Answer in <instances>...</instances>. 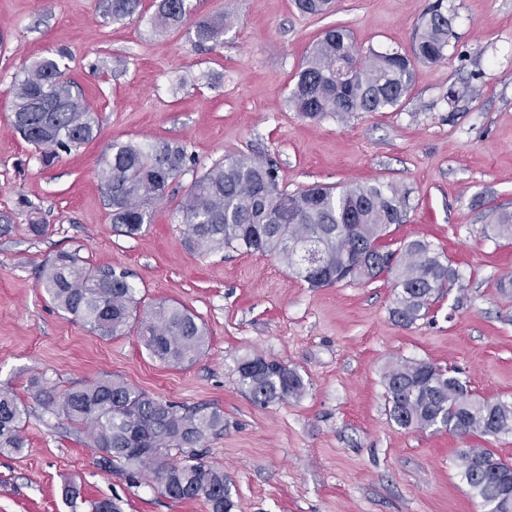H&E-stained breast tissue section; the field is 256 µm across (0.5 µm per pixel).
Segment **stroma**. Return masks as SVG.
<instances>
[{
	"instance_id": "35a3bbf8",
	"label": "stroma",
	"mask_w": 512,
	"mask_h": 512,
	"mask_svg": "<svg viewBox=\"0 0 512 512\" xmlns=\"http://www.w3.org/2000/svg\"><path fill=\"white\" fill-rule=\"evenodd\" d=\"M431 0H334L319 16L293 0H196L232 11L233 28L199 44L193 23L166 31L141 0L134 20L105 22L99 0H0V392L30 414L25 448L0 451V512H72L62 488L120 512H208L176 502L151 478L131 481L94 463L95 449L45 412L30 389L118 378L177 405L224 414L223 435L201 450L222 470L233 512H483L458 455L489 448L512 463V435L404 429L385 408L383 375L400 359L453 368L488 400L512 399V241L486 237L512 211V0H445L453 17L446 58L417 64L398 108L303 117L288 97L312 46L332 27L359 50L410 51ZM60 58L94 107L96 137L52 166L12 128V84L23 67ZM457 90L449 101V90ZM178 140L190 159L129 237L106 206L100 160L115 142ZM244 152L277 160L288 191L310 183L390 184L408 191L391 248L421 239L456 268L461 289L409 327L393 321L391 277L312 288L279 259L243 250L199 257L184 245L179 204L194 178ZM45 224L42 236L30 221ZM90 267L126 270L143 305L177 302L204 323L208 342L190 365L154 359L136 332H90L45 297L41 269L57 252ZM245 355L280 360L306 382L301 397L267 407L240 386Z\"/></svg>"
}]
</instances>
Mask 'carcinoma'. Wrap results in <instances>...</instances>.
Returning a JSON list of instances; mask_svg holds the SVG:
<instances>
[{"label": "carcinoma", "instance_id": "1", "mask_svg": "<svg viewBox=\"0 0 512 512\" xmlns=\"http://www.w3.org/2000/svg\"><path fill=\"white\" fill-rule=\"evenodd\" d=\"M140 0H103L107 22L134 18ZM332 0H296L304 14L320 15ZM193 0H160L154 25L178 27L194 20L199 42L217 41L230 30L233 13L195 16ZM450 19L443 0L425 13L411 54L360 53L343 28L326 30L306 58L288 101L295 111L318 121L325 116L380 112L402 104L415 64L445 59ZM343 61L347 79L336 77ZM12 125L42 150L41 162L52 165L60 153L92 140L96 113L81 90L53 58L24 68L12 86ZM190 159L179 141L113 143L104 153L102 178L112 224L127 236L151 223L153 206L185 171ZM409 194L391 185L313 184L296 192L283 189L277 165L249 154L226 156L197 176L186 191L179 214L186 226V246L201 257L221 249H245L283 258L311 288H322L351 274L348 265L365 259L371 279L390 275L396 295L393 320L405 327L426 318L434 302L459 281L449 259L423 240L398 249L385 244L390 228L406 220ZM355 213L351 222L346 212ZM495 238L512 239V212L500 213L490 225ZM45 293L58 311L80 321L102 338L125 335L132 326L150 355L161 363H193L207 343L205 326L177 302L141 306L127 273L84 266L69 252H59L41 271ZM242 388L261 406L301 396L306 383L287 364L259 355L237 362ZM386 410L401 428L448 430L462 436L512 434V400L475 396L453 370L418 360L398 361L384 373ZM35 399L49 413L82 426L95 464L130 478L153 476L174 501L203 499L209 512H232L234 502L224 472L206 465L197 452L210 438L224 433V414L207 405L187 407L150 397L120 379L106 378L72 387L59 396L45 382H31ZM27 406L9 392L0 393V449L24 448ZM184 453L169 463V452ZM494 458L512 476V463L489 448L460 452L461 476L485 512H498L501 485L474 472L470 456Z\"/></svg>", "mask_w": 512, "mask_h": 512}]
</instances>
